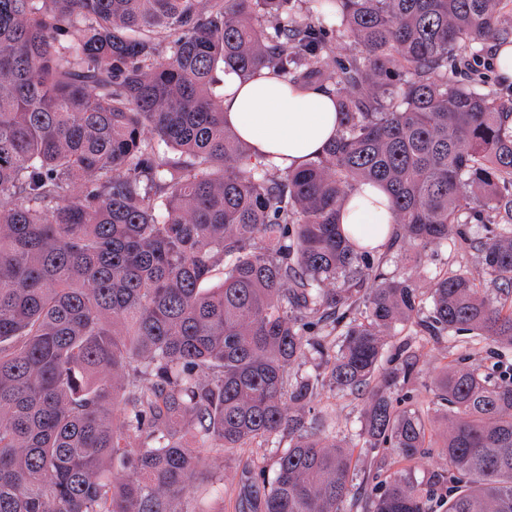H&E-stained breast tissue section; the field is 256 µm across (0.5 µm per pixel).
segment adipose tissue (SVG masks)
<instances>
[{
	"mask_svg": "<svg viewBox=\"0 0 512 512\" xmlns=\"http://www.w3.org/2000/svg\"><path fill=\"white\" fill-rule=\"evenodd\" d=\"M224 118L251 145L259 159L297 168L320 156L333 141L340 114L334 90L284 81L272 74L244 82L224 76ZM341 221L361 243L383 248L394 216L379 186L356 187Z\"/></svg>",
	"mask_w": 512,
	"mask_h": 512,
	"instance_id": "ef3b65f1",
	"label": "adipose tissue"
}]
</instances>
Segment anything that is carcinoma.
<instances>
[{
  "mask_svg": "<svg viewBox=\"0 0 512 512\" xmlns=\"http://www.w3.org/2000/svg\"><path fill=\"white\" fill-rule=\"evenodd\" d=\"M509 0H0V512H198L203 458L254 442L237 512H512V366L424 402L406 340L512 350V101L461 44L512 45ZM357 51L335 56V43ZM335 89L341 123L282 171L225 124L224 73ZM389 196L387 249L448 245L488 278L429 300L339 214ZM316 355L320 372L294 367ZM367 397L365 447L445 468L358 479L314 404Z\"/></svg>",
  "mask_w": 512,
  "mask_h": 512,
  "instance_id": "1",
  "label": "carcinoma"
}]
</instances>
